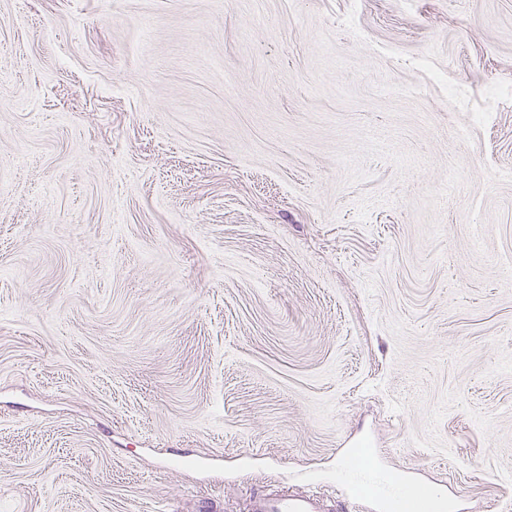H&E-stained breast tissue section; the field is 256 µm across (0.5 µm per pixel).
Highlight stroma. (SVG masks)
<instances>
[{
	"label": "stroma",
	"mask_w": 512,
	"mask_h": 512,
	"mask_svg": "<svg viewBox=\"0 0 512 512\" xmlns=\"http://www.w3.org/2000/svg\"><path fill=\"white\" fill-rule=\"evenodd\" d=\"M512 512V0H0V512ZM358 496L378 502L381 512H434L429 508L430 491L417 485L404 486L399 491L388 484L373 480L367 486L358 485ZM365 491L361 493V491ZM251 512H326L322 496L309 488L280 490L275 494H257L250 500ZM330 512V511H328Z\"/></svg>",
	"instance_id": "35a3bbf8"
}]
</instances>
